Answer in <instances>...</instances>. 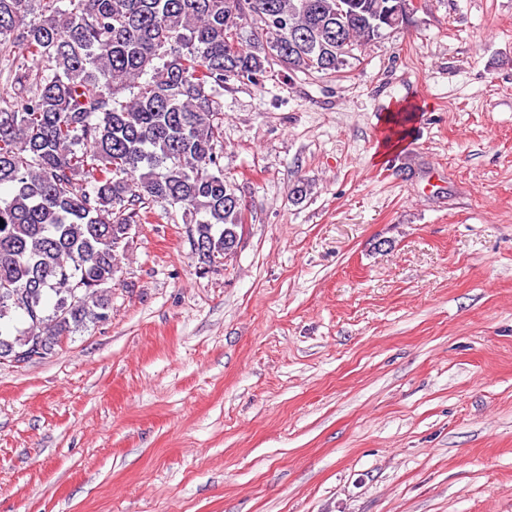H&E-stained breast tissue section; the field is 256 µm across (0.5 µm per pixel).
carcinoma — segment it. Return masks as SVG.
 <instances>
[{
    "label": "carcinoma",
    "instance_id": "cac0c4a2",
    "mask_svg": "<svg viewBox=\"0 0 512 512\" xmlns=\"http://www.w3.org/2000/svg\"><path fill=\"white\" fill-rule=\"evenodd\" d=\"M389 0H0V358L22 364L109 318L118 253L149 201L193 220L199 271L235 254L242 201L216 95L278 65L331 75L381 37ZM415 114L397 112L389 139Z\"/></svg>",
    "mask_w": 512,
    "mask_h": 512
}]
</instances>
